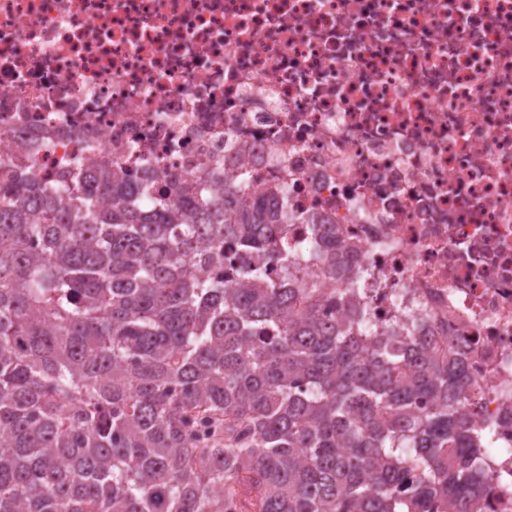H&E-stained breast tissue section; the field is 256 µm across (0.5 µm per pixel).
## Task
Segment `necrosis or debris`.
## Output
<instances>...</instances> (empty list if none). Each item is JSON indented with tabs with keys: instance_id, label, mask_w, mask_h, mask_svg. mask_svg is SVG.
I'll return each mask as SVG.
<instances>
[{
	"instance_id": "necrosis-or-debris-1",
	"label": "necrosis or debris",
	"mask_w": 512,
	"mask_h": 512,
	"mask_svg": "<svg viewBox=\"0 0 512 512\" xmlns=\"http://www.w3.org/2000/svg\"><path fill=\"white\" fill-rule=\"evenodd\" d=\"M78 158L335 225L464 365L512 512V0H0V163Z\"/></svg>"
}]
</instances>
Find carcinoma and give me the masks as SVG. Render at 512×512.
<instances>
[{
    "label": "carcinoma",
    "instance_id": "obj_1",
    "mask_svg": "<svg viewBox=\"0 0 512 512\" xmlns=\"http://www.w3.org/2000/svg\"><path fill=\"white\" fill-rule=\"evenodd\" d=\"M0 165V512H477L495 481L467 372L283 260L288 211L236 183ZM217 270L197 275L201 266ZM204 415L212 434L195 441Z\"/></svg>",
    "mask_w": 512,
    "mask_h": 512
}]
</instances>
